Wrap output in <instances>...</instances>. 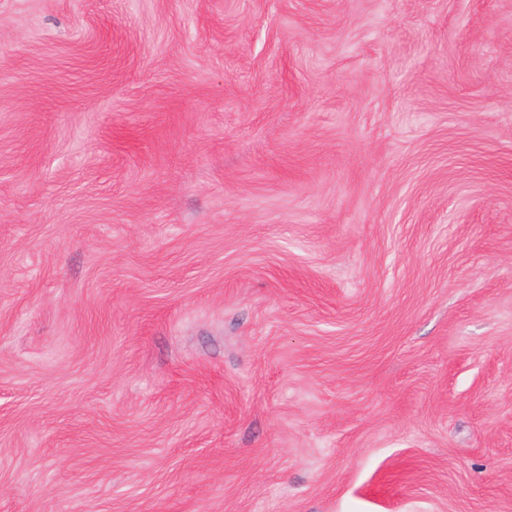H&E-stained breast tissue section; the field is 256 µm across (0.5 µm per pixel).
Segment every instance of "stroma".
<instances>
[{"instance_id": "obj_1", "label": "stroma", "mask_w": 512, "mask_h": 512, "mask_svg": "<svg viewBox=\"0 0 512 512\" xmlns=\"http://www.w3.org/2000/svg\"><path fill=\"white\" fill-rule=\"evenodd\" d=\"M0 512H512V0H0Z\"/></svg>"}]
</instances>
